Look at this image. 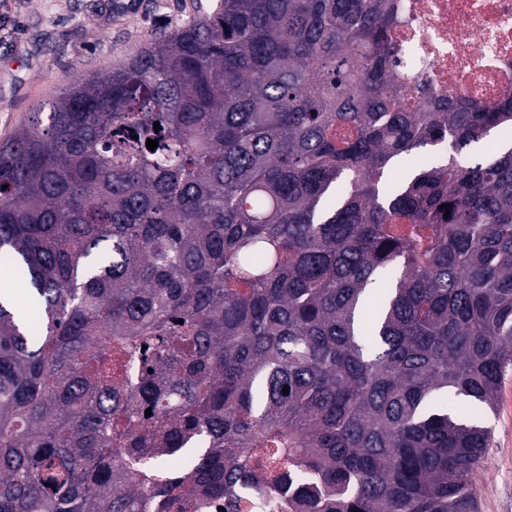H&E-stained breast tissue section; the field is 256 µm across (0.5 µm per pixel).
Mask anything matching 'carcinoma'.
<instances>
[{
  "instance_id": "carcinoma-1",
  "label": "carcinoma",
  "mask_w": 512,
  "mask_h": 512,
  "mask_svg": "<svg viewBox=\"0 0 512 512\" xmlns=\"http://www.w3.org/2000/svg\"><path fill=\"white\" fill-rule=\"evenodd\" d=\"M395 23L216 0L0 143V512H478L512 98L406 111Z\"/></svg>"
}]
</instances>
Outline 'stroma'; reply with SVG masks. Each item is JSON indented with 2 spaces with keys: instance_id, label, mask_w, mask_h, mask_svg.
Here are the masks:
<instances>
[{
  "instance_id": "35a3bbf8",
  "label": "stroma",
  "mask_w": 512,
  "mask_h": 512,
  "mask_svg": "<svg viewBox=\"0 0 512 512\" xmlns=\"http://www.w3.org/2000/svg\"><path fill=\"white\" fill-rule=\"evenodd\" d=\"M212 0H0V141L79 75H105ZM479 512H512V368L486 413Z\"/></svg>"
}]
</instances>
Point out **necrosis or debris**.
Segmentation results:
<instances>
[{"label": "necrosis or debris", "mask_w": 512, "mask_h": 512, "mask_svg": "<svg viewBox=\"0 0 512 512\" xmlns=\"http://www.w3.org/2000/svg\"><path fill=\"white\" fill-rule=\"evenodd\" d=\"M389 31L408 109L512 96V0H395Z\"/></svg>", "instance_id": "4bbe7bcc"}]
</instances>
